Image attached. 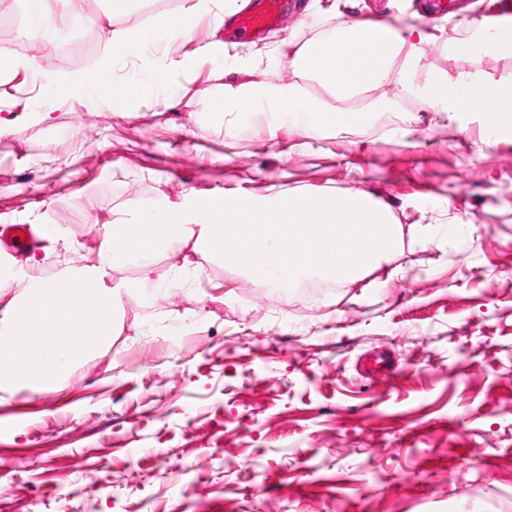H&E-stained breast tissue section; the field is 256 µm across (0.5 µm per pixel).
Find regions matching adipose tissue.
I'll list each match as a JSON object with an SVG mask.
<instances>
[{
	"instance_id": "adipose-tissue-1",
	"label": "adipose tissue",
	"mask_w": 512,
	"mask_h": 512,
	"mask_svg": "<svg viewBox=\"0 0 512 512\" xmlns=\"http://www.w3.org/2000/svg\"><path fill=\"white\" fill-rule=\"evenodd\" d=\"M197 11L160 15L144 28L110 32L106 57L98 70L110 72L119 56L117 46H145L156 37L188 39ZM428 38L422 25L401 27L345 18L328 36L302 44L288 62L289 79L276 84H225L213 96L216 114L278 112L304 123L312 132L363 125L373 113L391 109L387 100L372 98L386 82L395 62L405 69L417 63ZM326 92L307 93L305 82ZM168 73L159 67L141 69L134 77L114 81L108 96L95 95L82 75L55 81L61 97L96 96L103 105L138 109L148 90H162ZM399 91L427 96L446 112H469L492 104L486 131H512V82L503 83L470 71L456 76L434 73L421 86L402 80ZM443 230L439 224L394 223L390 211L365 191L276 193L262 203L220 194L181 210L143 205L139 220L105 227L99 261L78 266L70 258L78 242H68L58 257L53 277L28 282L24 291L9 294L18 270L0 272V392L28 390L51 394L62 390L72 368L88 361L112 342L115 310L122 294L152 284L157 258L185 242L196 250L223 259L226 267L244 272L268 287L302 281H326L349 288L364 280H391V266L405 241L426 245ZM135 265L139 276L130 281L112 278L115 269Z\"/></svg>"
}]
</instances>
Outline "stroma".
Here are the masks:
<instances>
[{"mask_svg": "<svg viewBox=\"0 0 512 512\" xmlns=\"http://www.w3.org/2000/svg\"><path fill=\"white\" fill-rule=\"evenodd\" d=\"M196 2L136 0L113 19L106 0H89L95 23L70 32L56 74L98 66L108 31ZM301 2V17L221 56L205 51L217 31L204 15L191 40L151 44L114 66L120 78L165 68L176 101L167 109L45 100L34 75L0 73V117L15 121L0 136V225L57 228L81 239L85 260L103 236L84 225L134 221L144 202L171 210L223 192L267 201L359 189L394 223L455 229L405 244L385 286L284 304L200 252L192 281L170 280L173 259L162 255L165 291L185 295L168 333L142 339L163 308L123 295L111 347L61 391L0 398V461L17 463L0 474V512H512V134L484 141V113L450 115L415 95L366 126L324 135L285 117L209 111L225 80L288 79L287 65L259 49L292 55L341 16L421 23L419 85L455 75L449 39L469 41L485 20L477 9L427 18L421 0ZM27 23L22 0L0 12V50L21 61ZM78 112L101 122L98 141L84 140ZM133 125L136 144L126 139ZM62 183L68 195H51ZM379 353L392 372L361 377V360ZM114 474L127 482L92 489L90 476Z\"/></svg>", "mask_w": 512, "mask_h": 512, "instance_id": "1", "label": "stroma"}]
</instances>
